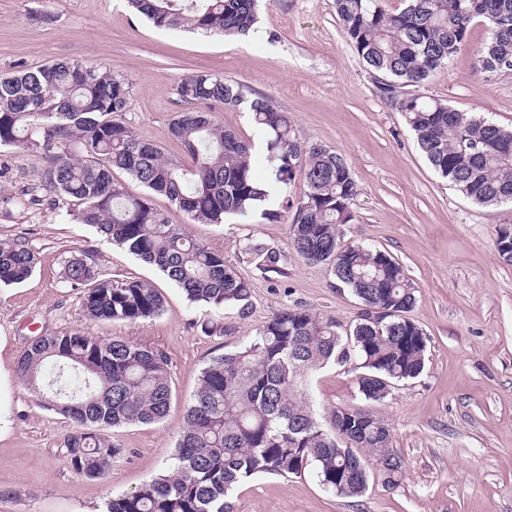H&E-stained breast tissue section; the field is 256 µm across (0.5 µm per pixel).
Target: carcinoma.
<instances>
[{
    "instance_id": "carcinoma-1",
    "label": "carcinoma",
    "mask_w": 512,
    "mask_h": 512,
    "mask_svg": "<svg viewBox=\"0 0 512 512\" xmlns=\"http://www.w3.org/2000/svg\"><path fill=\"white\" fill-rule=\"evenodd\" d=\"M127 2L160 29L247 36L258 22V0ZM404 2L396 13L383 10L379 0H333L332 7L434 171L476 204L512 207V129L420 92L454 61L475 21L490 34L476 51L480 72L512 71V0ZM178 94L194 105L170 127L188 165L118 119L131 105L124 77L79 60L0 77V148L43 154L40 186L79 202L81 223L159 268L190 301L216 312L245 308L249 281L223 251L170 223L150 197L166 198L200 224H220L264 202L268 193L251 145L207 111L246 102L282 207L291 213V246L307 262L328 265L366 310L342 332L335 320L305 308L282 309L238 348L213 358L200 373L168 471L109 499L105 512H232L234 490L261 474L311 472L326 490L349 498L365 492L364 476L371 473L389 488L399 486L404 461L392 451L389 427L361 408H338L327 430L308 394L320 370L349 365L358 371L362 397L379 402L426 366L427 336L405 316L415 295L403 266L386 251L341 241V226L356 221L357 185L345 159L299 141L293 118L270 98L248 100L240 86L211 72L182 78ZM116 168L148 195L130 194L115 181ZM298 181L305 190L294 197L290 188ZM496 249L512 263L511 224L499 230ZM249 251L258 269L279 272L277 252L258 245ZM35 267L24 241L0 240V283L21 284ZM63 279L81 290V307L93 321L136 323L164 310L153 286L105 277L89 251L63 260ZM373 309L395 315L374 320ZM15 371L40 404L72 421L64 447L74 471L91 480L106 476L123 455L108 430L156 423L172 399L166 355L122 337L104 342L81 331L37 336L21 351Z\"/></svg>"
}]
</instances>
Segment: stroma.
I'll use <instances>...</instances> for the list:
<instances>
[{
	"mask_svg": "<svg viewBox=\"0 0 512 512\" xmlns=\"http://www.w3.org/2000/svg\"><path fill=\"white\" fill-rule=\"evenodd\" d=\"M53 16L49 25L33 12ZM248 37L156 28L125 0H0V74L57 59L112 67L131 87L123 121L143 140L181 155L169 129L185 111L177 85L199 70L245 92L272 99L290 113L300 141L340 153L358 186L347 244L391 254L415 287L408 317L425 332L424 372L395 385L380 402L364 400L355 373L331 366L311 383L323 425L334 410L360 407L390 428L405 462L394 489L371 478L362 496L327 492L310 473L263 474L233 494V512H512V266L496 251L512 208L478 206L453 190L421 154L414 135L346 38L332 0H259ZM488 37L473 24L453 63L423 88L425 96L512 127V71L477 70L475 50ZM46 159L0 149V239H23L36 256L32 276L0 286V512H103L107 499L163 472L198 390L201 370L254 335L274 313L303 307L347 325L360 301L340 288L330 268L297 256L291 216H226L196 224L161 196L152 204L193 238L222 250L251 284L250 307L224 310L226 332L203 333L210 307L190 302L160 270L101 242L75 220L77 202L40 189ZM280 255V270L261 273L247 245ZM91 250L106 276L150 283L165 299L159 316L136 323L93 322L80 293L61 278L67 252ZM82 331L153 346L168 358L173 398L166 417L112 429L125 450L111 471L88 480L71 467L64 436L72 422L44 409L15 372L27 339Z\"/></svg>",
	"mask_w": 512,
	"mask_h": 512,
	"instance_id": "obj_1",
	"label": "stroma"
}]
</instances>
